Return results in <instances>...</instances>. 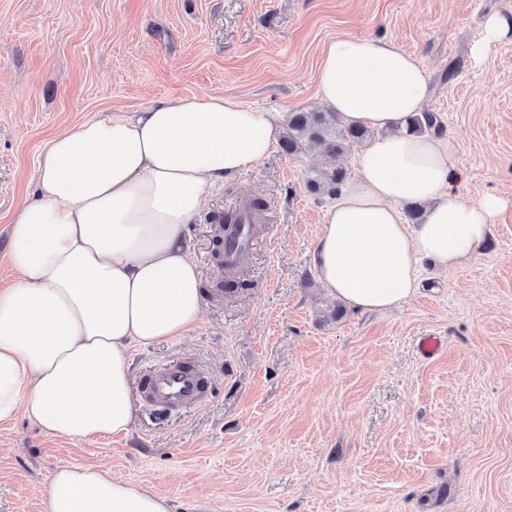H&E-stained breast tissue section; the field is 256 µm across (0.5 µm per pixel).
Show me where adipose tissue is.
<instances>
[{"label": "adipose tissue", "mask_w": 512, "mask_h": 512, "mask_svg": "<svg viewBox=\"0 0 512 512\" xmlns=\"http://www.w3.org/2000/svg\"><path fill=\"white\" fill-rule=\"evenodd\" d=\"M317 84L342 124L387 136L363 150L358 181L328 208L314 267L332 299L386 311L414 295L419 261H467L508 203L464 201L455 142L405 134L430 87L393 42L333 39ZM280 131L279 113L204 94L97 116L47 142L36 200L8 226L16 279L0 290V424L22 412L73 440L129 431L131 347L181 338L203 315L186 224L207 207L209 186L262 161ZM415 201L424 211L412 226L401 207ZM43 496L45 512H171L168 497L94 466L58 468Z\"/></svg>", "instance_id": "ef3b65f1"}]
</instances>
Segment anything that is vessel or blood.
Masks as SVG:
<instances>
[{
	"label": "vessel or blood",
	"instance_id": "obj_1",
	"mask_svg": "<svg viewBox=\"0 0 512 512\" xmlns=\"http://www.w3.org/2000/svg\"><path fill=\"white\" fill-rule=\"evenodd\" d=\"M203 390L200 373L183 362L153 369L139 387L142 402L158 412L199 406Z\"/></svg>",
	"mask_w": 512,
	"mask_h": 512
}]
</instances>
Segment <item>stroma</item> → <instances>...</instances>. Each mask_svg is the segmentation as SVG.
<instances>
[{
  "mask_svg": "<svg viewBox=\"0 0 512 512\" xmlns=\"http://www.w3.org/2000/svg\"><path fill=\"white\" fill-rule=\"evenodd\" d=\"M494 12L512 0H0V248L55 134L211 93L284 115L320 107L322 49L341 36L414 55L457 143L458 193L509 202L461 266L421 261L404 304L342 309L313 267L333 199L306 179L324 157L274 148L211 187L186 227L200 322L131 351L136 384L196 364L205 404L140 405L127 434L81 441L18 414L0 424V512H44L52 473L85 465L172 512H512V39L473 56ZM246 196L268 202V220L227 293L215 217ZM429 335L443 343L432 357L418 350Z\"/></svg>",
  "mask_w": 512,
  "mask_h": 512,
  "instance_id": "35a3bbf8",
  "label": "stroma"
}]
</instances>
